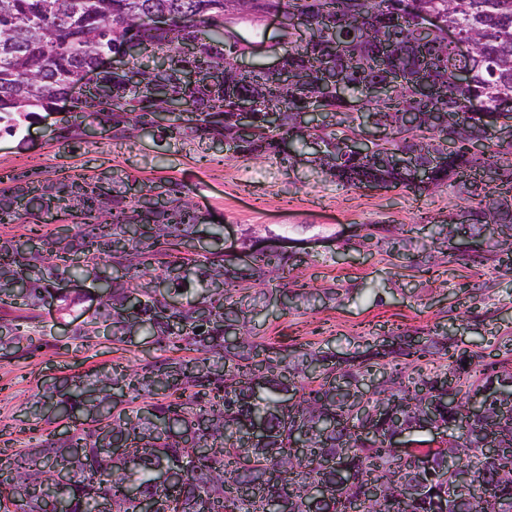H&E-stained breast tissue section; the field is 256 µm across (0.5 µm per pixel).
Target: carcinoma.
I'll return each instance as SVG.
<instances>
[{"mask_svg": "<svg viewBox=\"0 0 512 512\" xmlns=\"http://www.w3.org/2000/svg\"><path fill=\"white\" fill-rule=\"evenodd\" d=\"M227 0H0V128L15 135L25 125L57 114L53 133L80 143L91 118L114 138H134L156 126L173 145L222 140L246 158L276 156L288 169L309 164L348 187L404 185L418 192L453 186L472 217L473 235L512 255V141L473 151L487 128L512 126V0H287L294 16L308 20L288 43L280 73L239 69L224 48ZM438 14L473 42L469 58L434 35L414 36L422 15ZM167 17L155 26L152 17ZM209 28L208 40L196 30ZM144 41L166 64L128 58L127 35ZM103 54L112 68L81 98L71 86L96 67ZM464 72L459 83L454 74ZM335 78V88L322 85ZM431 83L427 97L416 93ZM386 84L384 97L367 90ZM257 105L256 133L238 137L239 102ZM328 118L309 128L308 112ZM445 122L436 126L433 113ZM278 113V124L266 115ZM416 113L407 128L403 116ZM370 117L384 133L378 153L340 158V145ZM317 148L296 149L310 139ZM291 150L284 153L280 144ZM403 151L407 164L378 162ZM443 155L446 166L429 184L417 168ZM165 199L146 207L141 199ZM67 234L39 233L45 218ZM208 223L179 183L139 182L118 172L47 178L36 185L0 189V224H29L25 239L0 240V302L24 314L0 321V352L17 348L25 326L48 301L68 311L88 294L67 285L89 279L98 308L78 326L76 339L109 330L114 344L146 336L167 353L136 368L114 364L42 388L31 406L48 402L57 416L84 417L87 425L67 439H47L0 463L8 488L0 491L14 510L138 512L134 487L153 498L156 512H269L286 496L293 512H512V348L486 363L450 336L393 332L375 348L338 358L320 348L276 347L257 341L253 322L263 297L248 283L296 278L298 265L285 253L248 251L232 262L220 251L202 259L190 251ZM455 217L437 225L429 241L368 232L359 245L401 257L418 248L434 258L457 232ZM182 275L168 281L171 266ZM199 289L183 301L179 288ZM236 323L234 340L224 324ZM202 328L197 333L195 329ZM381 374L371 391L359 386ZM488 415L456 424L468 404L490 385ZM446 438L437 448L393 447L400 430H416L427 406ZM102 433L125 438L122 451L99 446ZM501 448L484 457L485 442ZM474 468L466 487L451 470ZM179 480L159 482L164 471ZM320 485L325 502L311 510L309 490Z\"/></svg>", "mask_w": 512, "mask_h": 512, "instance_id": "1", "label": "carcinoma"}]
</instances>
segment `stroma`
Here are the masks:
<instances>
[{
  "label": "stroma",
  "instance_id": "obj_1",
  "mask_svg": "<svg viewBox=\"0 0 512 512\" xmlns=\"http://www.w3.org/2000/svg\"><path fill=\"white\" fill-rule=\"evenodd\" d=\"M283 22L280 16L259 24L239 22L242 37L260 47L253 65L276 61ZM51 129L46 119L22 137L0 135V173L18 177L23 185L74 171L120 170L139 181L173 180L186 185L200 211L217 218L224 245L249 229L260 237L305 241L297 252L299 283L335 291L336 299L295 310L285 301L298 283L269 285L255 320L264 342L312 346L340 356L364 350L398 327L421 336L452 330L488 363L497 361L500 346L512 343V265L489 258L488 248L476 254L447 248L430 266L421 255L404 262L349 244L377 225H411L416 236L430 237L433 224L447 222L462 205L452 188L351 189L306 166L286 171L276 158L246 159L215 146H171L154 131L137 139L103 135L69 146L54 139ZM422 206L432 224L418 223ZM86 310L83 303L67 314L42 307L36 354L22 347L0 358V450L29 448L34 437L67 429L66 420L48 424L29 415L26 403L39 387L117 359L131 365L162 359L155 346L137 341L116 346L103 336L74 340L72 331Z\"/></svg>",
  "mask_w": 512,
  "mask_h": 512
}]
</instances>
